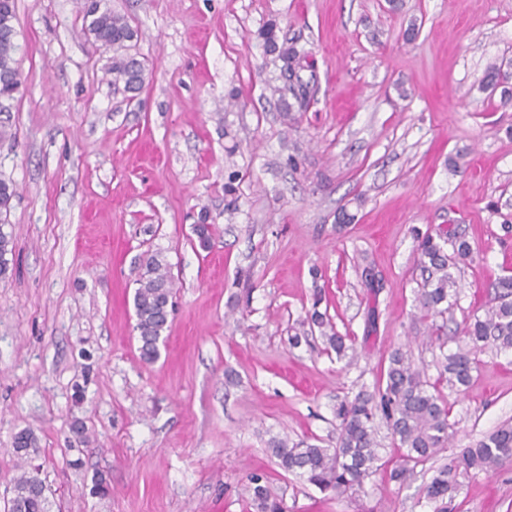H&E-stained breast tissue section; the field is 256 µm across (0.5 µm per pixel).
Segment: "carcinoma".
Returning <instances> with one entry per match:
<instances>
[{
  "instance_id": "obj_1",
  "label": "carcinoma",
  "mask_w": 512,
  "mask_h": 512,
  "mask_svg": "<svg viewBox=\"0 0 512 512\" xmlns=\"http://www.w3.org/2000/svg\"><path fill=\"white\" fill-rule=\"evenodd\" d=\"M83 19L96 42L115 51L124 50L137 37L124 16L112 12L103 0H84ZM15 0H0V112L9 109L21 86L20 73L13 57L16 51ZM269 52L279 63L284 90L298 107H307L314 85L303 79L306 54L297 42L279 39L276 25L261 33ZM112 84L136 90L144 83V67L135 57L120 55L112 61ZM486 84L500 90L502 105L512 104V71L492 64L486 70ZM194 234L199 246H210L212 225L208 214L201 212ZM416 266L420 271L417 301L423 318L431 320L430 344L440 351L438 380L466 386L476 369L477 355L486 348L512 350V275H503L493 284L494 295L486 302L483 315L464 319L458 330L456 350L444 351L442 330L447 314L458 305L460 291L450 269L471 257L472 247L454 224L439 225L424 232L412 229ZM13 253L10 237L0 231V277L8 274ZM134 308L140 358L145 363L159 356V343L169 328L173 312V280L169 267L157 255L144 259L138 269ZM323 294L315 288L312 306L298 322L289 344L297 346L302 337L318 332L325 351L337 358L345 356L348 337L340 335L327 312L320 310ZM339 434L336 447L323 448L305 442L289 444L286 439L270 441L272 456L285 473L299 475L320 491L341 497L363 488L366 480L381 466L374 433V420L385 421L398 446L403 449L399 463L389 473V480L404 486L417 474L429 475L425 499L433 512H452V501L460 487V478L471 473H496L512 465V425L506 424L486 435L474 448H465L448 461L437 463L441 451L448 447L449 409L437 387L423 379L406 352L397 348L388 357V366L373 391L360 392L353 399L336 404ZM37 448V438L23 431L15 440L14 451L26 459ZM266 476L254 473L246 490L255 512H286L282 500L271 495L264 485ZM48 488L38 476L22 470L11 490L13 512H49Z\"/></svg>"
}]
</instances>
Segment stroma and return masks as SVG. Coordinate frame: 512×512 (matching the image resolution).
Returning a JSON list of instances; mask_svg holds the SVG:
<instances>
[{
    "mask_svg": "<svg viewBox=\"0 0 512 512\" xmlns=\"http://www.w3.org/2000/svg\"><path fill=\"white\" fill-rule=\"evenodd\" d=\"M108 3L138 33L135 92L113 87L114 51L85 30L79 0H16L23 85L0 128V179L17 190L14 269L0 278V512L25 468L51 512H254V472L287 512H431L423 478L387 481L401 451L385 425L381 471L340 498L284 474L268 446H335L337 400L373 387L394 348L438 383L412 228L466 233L455 319L482 312L512 269V105L483 82L489 64L512 65V0ZM272 23L308 53L307 109L279 88L261 37ZM156 253L175 306L147 364L133 299ZM318 287L355 338L344 358L288 343ZM438 385L455 423L445 455L512 423V351L480 353L466 391ZM25 430L38 452L23 461ZM452 506L512 512V468L466 478Z\"/></svg>",
    "mask_w": 512,
    "mask_h": 512,
    "instance_id": "obj_1",
    "label": "stroma"
}]
</instances>
